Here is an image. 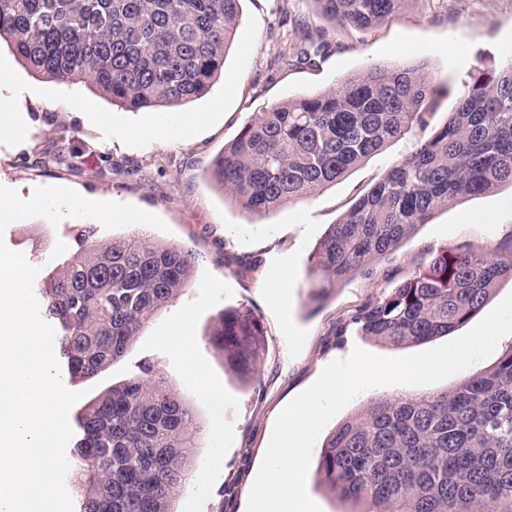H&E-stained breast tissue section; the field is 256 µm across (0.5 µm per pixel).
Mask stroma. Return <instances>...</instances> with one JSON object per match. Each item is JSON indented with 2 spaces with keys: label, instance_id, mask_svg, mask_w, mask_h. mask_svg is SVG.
Segmentation results:
<instances>
[{
  "label": "stroma",
  "instance_id": "stroma-1",
  "mask_svg": "<svg viewBox=\"0 0 512 512\" xmlns=\"http://www.w3.org/2000/svg\"><path fill=\"white\" fill-rule=\"evenodd\" d=\"M312 0H242L224 71L201 99L178 108L126 112L81 84L37 80L0 39L10 83L0 108L15 122L0 133V185L30 197L38 186H62L98 201L134 204L159 216L156 240L195 255V279L154 315L126 354L88 382L70 383L93 396L151 364L194 407L201 452L191 466L177 512H245L246 494L268 446L277 415L333 360L354 348L401 357L420 352L360 333L356 321L386 289L429 264L439 249L512 247V187L459 199L419 225L389 255L313 299V250L330 224L443 125L455 92L480 64L512 60V0H408L381 24L328 33L327 49L302 65L279 58L324 28ZM426 63L436 98L425 126L314 195L253 215L223 196L208 171L243 126L274 105L336 86L373 66ZM66 161H56L57 153ZM79 219L52 225L42 217L9 224L0 239L38 267L42 288L59 260L77 248ZM251 311L265 336L256 380L244 383L206 340L221 310ZM188 328L190 339L177 332ZM224 396L213 420L209 392Z\"/></svg>",
  "mask_w": 512,
  "mask_h": 512
}]
</instances>
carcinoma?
<instances>
[{"mask_svg":"<svg viewBox=\"0 0 512 512\" xmlns=\"http://www.w3.org/2000/svg\"><path fill=\"white\" fill-rule=\"evenodd\" d=\"M240 0H0L6 37L38 79L80 82L121 110L171 108L210 90L224 67ZM335 30L369 29L406 0H313ZM435 93L418 67H374L332 90L261 112L215 159L210 177L258 214L302 200L425 122ZM512 185V60L478 67L448 121L416 144L334 224L315 251L314 297L392 252L460 198ZM79 249L42 287L62 331L71 379L120 359L194 277L193 253L145 233ZM512 281V248H443L427 267L357 317L361 332L400 347L446 336ZM243 380L258 374L264 330L224 309L209 333ZM72 469L82 512H175L198 452L192 407L147 365L78 413ZM322 480L361 512H512V347L491 369L438 394L380 397L323 440Z\"/></svg>","mask_w":512,"mask_h":512,"instance_id":"obj_1","label":"carcinoma"}]
</instances>
